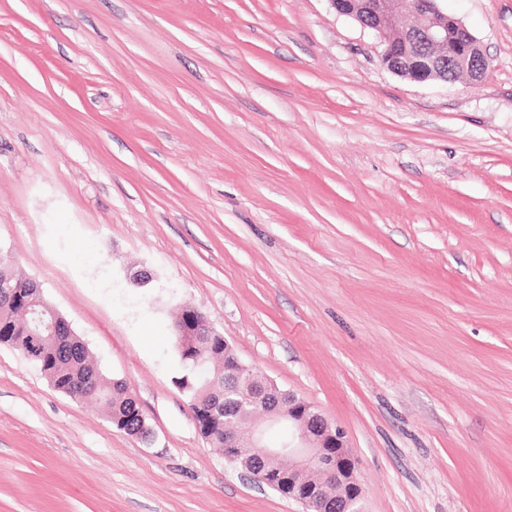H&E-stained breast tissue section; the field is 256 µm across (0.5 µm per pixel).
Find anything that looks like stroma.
Here are the masks:
<instances>
[{
    "instance_id": "35a3bbf8",
    "label": "stroma",
    "mask_w": 512,
    "mask_h": 512,
    "mask_svg": "<svg viewBox=\"0 0 512 512\" xmlns=\"http://www.w3.org/2000/svg\"><path fill=\"white\" fill-rule=\"evenodd\" d=\"M443 6L478 84L328 0H0V260L152 431L0 344V512H302L200 436L184 305L344 431L365 512H512V0Z\"/></svg>"
}]
</instances>
